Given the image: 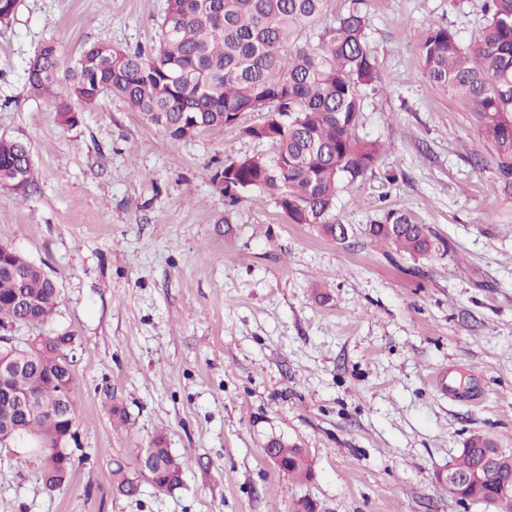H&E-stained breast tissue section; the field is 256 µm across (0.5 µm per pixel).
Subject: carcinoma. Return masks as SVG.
<instances>
[{"label":"carcinoma","mask_w":512,"mask_h":512,"mask_svg":"<svg viewBox=\"0 0 512 512\" xmlns=\"http://www.w3.org/2000/svg\"><path fill=\"white\" fill-rule=\"evenodd\" d=\"M329 0H167L161 39L152 53L114 48L98 41L68 61L57 44L46 41L26 72L31 94L54 98L60 123L75 126L81 112L71 101L89 109L104 94L125 99L151 125L174 139L194 126L199 131L237 123L244 112H261V122L242 134L266 143L270 152L229 158L213 182L221 188L229 209L241 194L260 189L272 196L293 224H306L318 235L344 241L349 229L332 220L336 198L345 184L363 177L377 163L382 144L361 138L357 129L364 111L363 92L379 82L377 58L366 36L367 17L359 0L325 22ZM486 24L479 37L466 42L443 26H430L419 47L432 88L471 112L491 158L512 189V0H486ZM317 41L311 42L310 35ZM21 179L32 184L28 145L0 138V187ZM365 235L394 244L411 255H425L432 246L429 229L390 213L383 224H371ZM7 263L28 270L23 287L34 306L23 310L14 300L16 282L0 277V325L43 324L55 309L59 289L42 269L15 252ZM80 347L77 336L63 332L44 342L25 341L12 349L22 364L14 384L38 396V408L24 418L0 403V428L21 423L28 436L64 435L77 429L73 398L74 365L68 362ZM267 445L287 454L288 476L303 483L312 475L305 450L295 443L271 439ZM482 448L498 449L480 432L469 436L455 455L458 467L469 470ZM45 488L52 492L69 482L74 466L63 470L56 452H36ZM497 482L463 488L450 497L458 504L497 503L512 512V453L500 451ZM151 485L177 488L183 463L163 435L151 448ZM112 487L132 498L139 493L138 468L117 464Z\"/></svg>","instance_id":"cac0c4a2"}]
</instances>
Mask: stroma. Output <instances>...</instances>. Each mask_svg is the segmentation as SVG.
<instances>
[{
    "label": "stroma",
    "mask_w": 512,
    "mask_h": 512,
    "mask_svg": "<svg viewBox=\"0 0 512 512\" xmlns=\"http://www.w3.org/2000/svg\"><path fill=\"white\" fill-rule=\"evenodd\" d=\"M485 0H363L381 84L357 133L385 143L336 199L346 242L293 224L259 189L233 224L210 180L225 158L268 152L238 125L171 138L102 95L73 127L32 95L47 40L70 58L101 39L158 47L166 0H21L0 26V137L31 151L34 184L0 188V243L60 288L33 333L79 336L75 470L47 492L26 447L0 452V512H486L452 505L437 478L473 432L512 449V192L458 102L431 89L430 24L476 38ZM482 166H475L477 158ZM426 225L414 258L371 242L388 213ZM114 392L130 416L115 432ZM184 464L170 492L112 489L156 435ZM305 448L311 479L265 455Z\"/></svg>",
    "instance_id": "obj_1"
}]
</instances>
